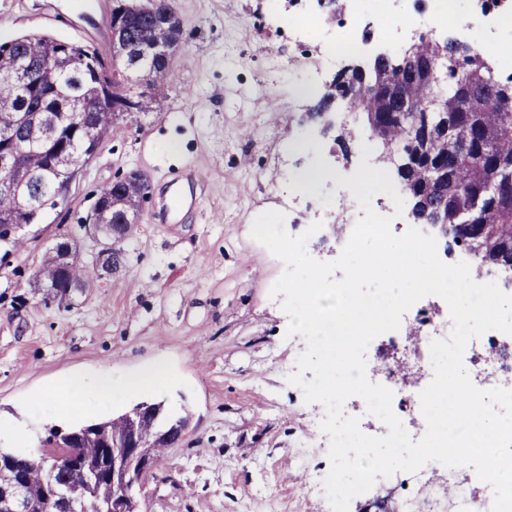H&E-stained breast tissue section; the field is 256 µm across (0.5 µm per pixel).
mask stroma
<instances>
[{"label": "stroma", "instance_id": "35a3bbf8", "mask_svg": "<svg viewBox=\"0 0 512 512\" xmlns=\"http://www.w3.org/2000/svg\"><path fill=\"white\" fill-rule=\"evenodd\" d=\"M340 14L316 0H175L184 30L173 83L146 111L118 120L99 153L77 173L67 200L24 230L23 249H0V448L44 456L50 428L73 420L36 394L57 387L83 401L84 419L121 414L138 401H162L188 418L179 447L160 461L138 493L140 512H331L318 487L329 470L328 437L312 438L316 404L287 378L299 339L270 289L284 263L251 236L255 218L285 215L289 235L311 223L322 229L309 254L336 258V239L362 212L338 187L360 151L343 157L333 136H320L306 114L348 56H324L285 18L319 19L322 42L335 40L338 19L357 14L372 32L371 49L410 41L403 30L377 35L375 0H337ZM113 0H0V42L44 35L111 51ZM396 13L419 24L440 15L461 38L482 45L468 28L477 0H397ZM302 140L306 149H294ZM132 170L149 193L138 224L122 242L125 261L112 276L64 307L44 300L35 273L58 236L77 244L84 261L97 251L84 227L98 188ZM320 171L313 193L301 174ZM191 172L194 207L169 210L170 186ZM163 365V388L139 396L98 393L101 375ZM414 496V512H454L441 471L421 489L395 472L356 496L349 512H396Z\"/></svg>", "mask_w": 512, "mask_h": 512}]
</instances>
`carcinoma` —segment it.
<instances>
[{
    "instance_id": "cac0c4a2",
    "label": "carcinoma",
    "mask_w": 512,
    "mask_h": 512,
    "mask_svg": "<svg viewBox=\"0 0 512 512\" xmlns=\"http://www.w3.org/2000/svg\"><path fill=\"white\" fill-rule=\"evenodd\" d=\"M128 42L147 47L154 39L153 26L146 16L133 19L125 29ZM15 64L11 70L0 69V140L16 139L25 153L27 170L40 176L32 189L21 196L0 193V215L16 213L21 208L51 194L53 179L41 177L46 168L44 143L52 127L79 123L92 113L88 133L103 141L114 123L113 112L94 109L97 85L81 79L71 57L58 53L57 40L47 36H24L11 41ZM419 60L437 61L442 81L431 85L424 80L401 77L395 66L399 57L385 60L367 74L365 93L344 89V108L362 121L371 113L368 138L376 149L391 155L382 166L395 165L400 179L412 184L415 194L411 206L417 224L430 222L434 210L441 209L447 220L451 241L473 260L472 273L482 277L495 271L512 272V77L501 82L494 77L492 62L475 46L443 49L435 40L420 42ZM56 57L50 92L32 89L30 66L40 57ZM114 86L122 93L138 98L145 95L141 85L155 97L173 81L171 65L152 69L147 81L137 70L109 56ZM396 83V95L381 75ZM439 100L441 111L432 116L438 124L447 123L448 133H439L429 142L414 137L413 126L419 107ZM149 185H132L124 178L98 189L97 200L105 208L104 223L119 224L126 214L140 212ZM90 277L89 266L75 254L65 267L58 264L53 249H48L35 277V286L48 288L68 281L84 282ZM164 408V417L146 418L140 431L147 443L146 452L161 460L164 450L181 444L184 432L167 431L170 423L187 426L186 417L177 410ZM129 428V418L122 413L108 420L82 423L70 428L78 434L76 450L88 467L79 473L55 476L66 495L68 512H111L112 482L96 478V471L107 463L104 445L122 438ZM11 470L24 480L33 508L39 512H56L43 499L49 480L48 469L41 462L9 448H0Z\"/></svg>"
}]
</instances>
